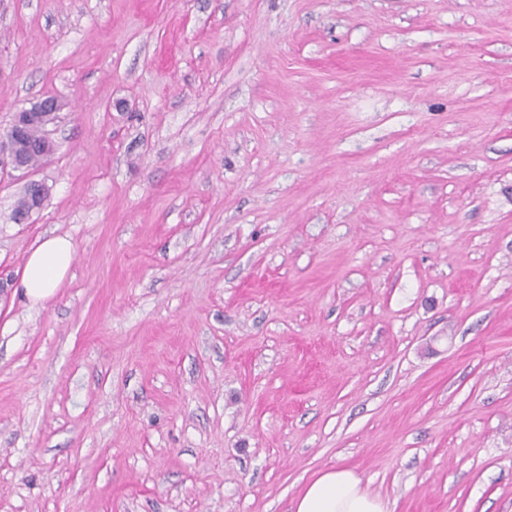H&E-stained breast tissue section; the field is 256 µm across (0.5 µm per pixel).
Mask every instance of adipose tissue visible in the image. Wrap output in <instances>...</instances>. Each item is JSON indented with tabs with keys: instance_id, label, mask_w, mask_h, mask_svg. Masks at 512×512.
<instances>
[{
	"instance_id": "1",
	"label": "adipose tissue",
	"mask_w": 512,
	"mask_h": 512,
	"mask_svg": "<svg viewBox=\"0 0 512 512\" xmlns=\"http://www.w3.org/2000/svg\"><path fill=\"white\" fill-rule=\"evenodd\" d=\"M75 257L69 237L45 239L29 255L20 288L32 302L51 298L66 277ZM294 512H386L383 500L347 468L330 469L309 481L294 501Z\"/></svg>"
}]
</instances>
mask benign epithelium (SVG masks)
Returning a JSON list of instances; mask_svg holds the SVG:
<instances>
[{"mask_svg":"<svg viewBox=\"0 0 512 512\" xmlns=\"http://www.w3.org/2000/svg\"><path fill=\"white\" fill-rule=\"evenodd\" d=\"M60 108L61 104L54 96L45 97L29 108H21L14 113L6 133L0 136V170L10 168L28 177L24 186L28 206L22 213L13 217L16 224L30 223L33 215L41 211L48 196L46 184L32 178L33 169L24 159L22 148L26 142L27 132L36 124L47 126V119L56 115Z\"/></svg>","mask_w":512,"mask_h":512,"instance_id":"1","label":"benign epithelium"}]
</instances>
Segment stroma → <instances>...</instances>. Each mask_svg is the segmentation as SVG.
Masks as SVG:
<instances>
[{"label": "stroma", "mask_w": 512, "mask_h": 512, "mask_svg": "<svg viewBox=\"0 0 512 512\" xmlns=\"http://www.w3.org/2000/svg\"><path fill=\"white\" fill-rule=\"evenodd\" d=\"M51 95L0 512H512V0H0V133ZM75 257L69 237L45 239L29 255L18 288L34 303L51 298L66 277ZM294 512H386L383 500L352 470H326L309 481L294 501Z\"/></svg>", "instance_id": "obj_1"}]
</instances>
